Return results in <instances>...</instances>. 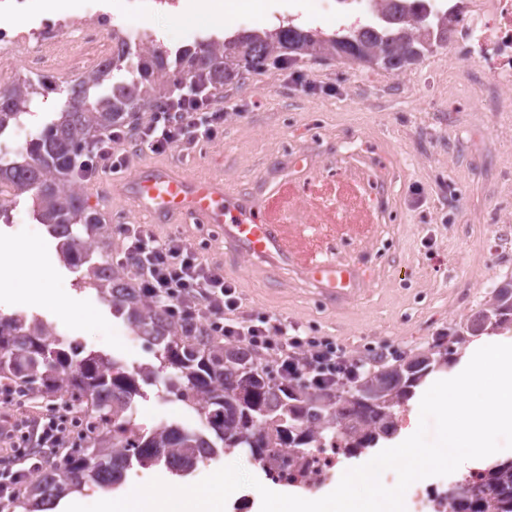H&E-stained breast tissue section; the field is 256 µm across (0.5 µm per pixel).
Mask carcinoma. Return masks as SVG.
<instances>
[{"label": "carcinoma", "mask_w": 512, "mask_h": 512, "mask_svg": "<svg viewBox=\"0 0 512 512\" xmlns=\"http://www.w3.org/2000/svg\"><path fill=\"white\" fill-rule=\"evenodd\" d=\"M373 8L384 15V27L361 25L337 37L287 23L229 40L203 39L174 54L161 43L148 51L134 49L68 85L58 117L25 147L13 152L0 148V188L16 198L29 196L40 223L53 231L61 228L63 259L86 265L82 280L155 349L156 359L130 372L104 355L82 353L36 317L0 312V378L76 403L88 435L84 444L44 471L43 486L25 493L29 512L88 483L111 488L134 463L162 461L172 471L188 472L218 449L246 448L254 460L273 464L300 461L334 439L350 450L372 448L396 431L398 409L428 376L448 368L449 356L461 354L476 336L512 331L510 277L480 310L435 339L428 351L392 362L375 356L355 382L320 387L262 361L243 342L224 340L206 324L175 316L135 286L129 267L113 262L110 249L104 257L112 278L101 277L84 248L97 237L100 224L74 179L75 158L100 136L123 128L130 111L165 106V85L187 84L199 95L243 71L260 74L270 64L291 66L302 56L355 59L401 74L448 45L446 19L418 13L400 0H374ZM122 69L128 79L112 84L108 94H93L111 72ZM45 90L40 79L5 82L0 87V134L28 114ZM160 375L167 376V390L180 400H204L208 433L174 423L133 431L129 410L140 394L139 381ZM467 485L472 496L460 505L448 503V512H512V463L497 464L481 483Z\"/></svg>", "instance_id": "cac0c4a2"}]
</instances>
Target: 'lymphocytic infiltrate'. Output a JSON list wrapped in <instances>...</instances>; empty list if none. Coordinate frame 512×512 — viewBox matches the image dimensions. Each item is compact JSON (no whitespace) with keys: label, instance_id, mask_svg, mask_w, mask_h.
Wrapping results in <instances>:
<instances>
[{"label":"lymphocytic infiltrate","instance_id":"obj_1","mask_svg":"<svg viewBox=\"0 0 512 512\" xmlns=\"http://www.w3.org/2000/svg\"><path fill=\"white\" fill-rule=\"evenodd\" d=\"M224 119V113L209 111L205 101L182 94L143 124L140 144L163 152L195 137L212 141ZM121 234L126 242L121 261L131 263L146 293L173 312L274 356L291 375L319 384L355 377V360L332 339L309 335L302 324L285 317L246 310L236 286L219 267L200 259L194 243L177 237L156 239L143 224L123 225ZM8 420L1 412L0 442L5 449L0 452V500L17 496L28 461L40 465L54 460L59 449L70 445L53 415L23 414L20 438Z\"/></svg>","mask_w":512,"mask_h":512}]
</instances>
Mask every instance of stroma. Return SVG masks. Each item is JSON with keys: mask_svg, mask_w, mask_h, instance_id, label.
<instances>
[{"mask_svg": "<svg viewBox=\"0 0 512 512\" xmlns=\"http://www.w3.org/2000/svg\"><path fill=\"white\" fill-rule=\"evenodd\" d=\"M472 68L448 47L398 78L358 61L312 57L288 70L244 73L237 83L213 92L214 107L226 114L215 141L162 154L137 148L126 154L124 169L174 166L188 175L220 176L234 189L256 193L261 189L258 176L288 177L293 169L288 152L294 148H312L324 159L337 142L358 138L400 158L403 168L392 175L387 195L401 208V223H380L369 236L336 243L337 264L368 277L365 292L346 317L316 303L313 284L283 263L272 270L279 294L252 281L255 261L249 257L240 259L235 282L247 308L301 322L313 335L335 339L354 358L374 351L413 355L481 309L494 287L512 276V112L499 111L490 102L476 103L467 112H448L465 94L464 74ZM79 76L75 69L55 73L47 101L32 108L30 134H38L61 110L66 87ZM465 130L472 143L496 144L482 164L463 161L472 144L462 140ZM494 168L507 177L493 195H483L487 172ZM111 178L106 172L80 182L103 223L116 228L144 224L160 238L206 241L204 260L223 265L221 236L205 237L203 228L192 223L151 222L131 200L101 192ZM30 207V200L22 199L16 223H0V249L13 254L0 275V287L16 291L0 299V311L37 316L81 349L105 354L130 369L154 362L153 351L133 338L123 318L113 315L94 290L77 287L78 271L64 264L46 230L30 222ZM495 238L501 250H490ZM26 288L48 296L68 294L72 313L60 314L25 298ZM142 391L134 401V417L144 429L163 423L202 429L203 415L167 394L163 382ZM234 462L249 473L257 471L254 459L241 449L200 462L184 477L171 475L162 465L150 467L138 482L158 478L188 486Z\"/></svg>", "mask_w": 512, "mask_h": 512, "instance_id": "stroma-1", "label": "stroma"}]
</instances>
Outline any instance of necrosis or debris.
Returning a JSON list of instances; mask_svg holds the SVG:
<instances>
[{
    "mask_svg": "<svg viewBox=\"0 0 512 512\" xmlns=\"http://www.w3.org/2000/svg\"><path fill=\"white\" fill-rule=\"evenodd\" d=\"M71 14L58 15L51 0H0V77L17 80L24 73L56 71L71 62L84 70L104 68L113 56L156 43L148 27H132L134 15L167 16L181 0H122L119 8L104 0H77ZM419 12L447 15L448 29L465 60L476 63L482 82L470 83V96L453 104L467 112L472 101L495 98L512 106V0H415ZM345 454L325 446L312 449L302 463L268 468L273 483L319 492L338 477Z\"/></svg>",
    "mask_w": 512,
    "mask_h": 512,
    "instance_id": "obj_1",
    "label": "necrosis or debris"
}]
</instances>
